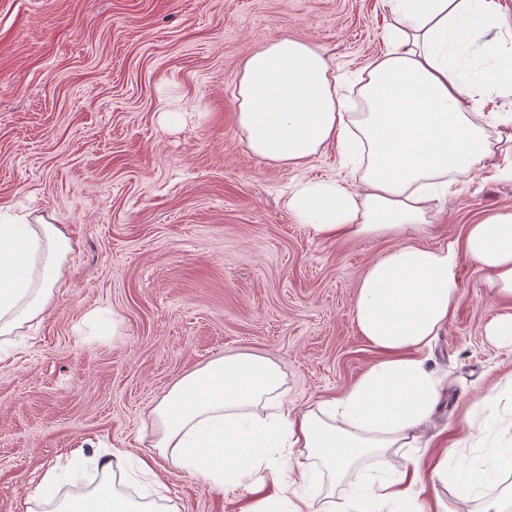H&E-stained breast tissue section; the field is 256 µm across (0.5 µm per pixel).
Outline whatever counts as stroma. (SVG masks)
Listing matches in <instances>:
<instances>
[{
	"label": "stroma",
	"instance_id": "stroma-1",
	"mask_svg": "<svg viewBox=\"0 0 512 512\" xmlns=\"http://www.w3.org/2000/svg\"><path fill=\"white\" fill-rule=\"evenodd\" d=\"M385 0H0V213L53 224L72 251L66 289L0 360V512H25L33 483L74 450L156 456L154 407L220 357L273 361L291 412L345 392L377 358L353 321L356 287L390 246L322 237L287 206L301 181H358L328 147L300 168L254 155L236 121L239 70L288 37L331 69L385 51ZM512 211V179L486 167L436 202L420 244L461 241ZM462 298L428 361L442 395L418 445L476 461L512 444V345L484 327L502 301L457 269ZM371 457L313 487L309 512L343 502ZM179 512H245L163 462Z\"/></svg>",
	"mask_w": 512,
	"mask_h": 512
}]
</instances>
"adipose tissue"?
Wrapping results in <instances>:
<instances>
[{"label": "adipose tissue", "mask_w": 512, "mask_h": 512, "mask_svg": "<svg viewBox=\"0 0 512 512\" xmlns=\"http://www.w3.org/2000/svg\"><path fill=\"white\" fill-rule=\"evenodd\" d=\"M387 49L363 72L362 111H349L343 79L306 43L282 38L251 55L236 86L237 124L251 151L283 166L301 167L326 148L364 166L361 191L337 182H308L288 199L295 218L325 236L373 234L391 245L366 269L353 309L359 333L377 360L341 396L298 415L278 395V367L239 354L179 380L155 408L161 458H172L211 488H242L255 496L248 512H307L297 494L313 471L341 481L359 460L411 448L416 430L435 412L439 381L427 365L433 340L461 298L456 270L478 267L512 302V212L469 225L447 248L410 242L456 176L492 166L512 179V113L486 109L478 90L512 88V47L503 46L497 0H387ZM71 250L52 224L18 217L0 225V336L36 320L65 288L61 265ZM275 448H300L310 468ZM455 448L432 461L408 459L391 478L362 487L342 512H458L485 483L488 471L512 474V447L489 451L484 463L450 465ZM128 452L97 456L102 474L90 490L58 497L59 474L48 468L28 503L45 512H178L168 504L154 464ZM270 466L272 493L248 482ZM136 487L121 491L116 477ZM451 484V503H428L429 483Z\"/></svg>", "instance_id": "1"}]
</instances>
